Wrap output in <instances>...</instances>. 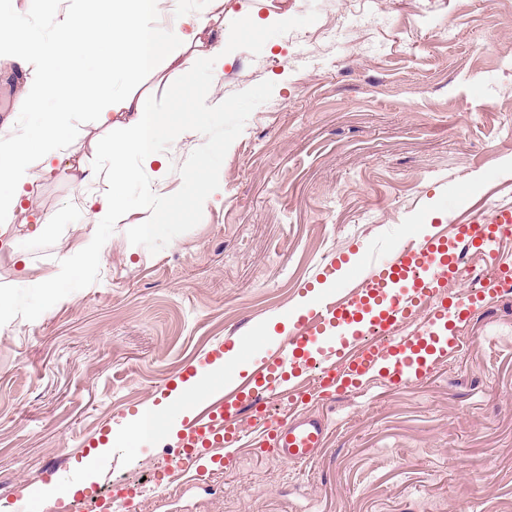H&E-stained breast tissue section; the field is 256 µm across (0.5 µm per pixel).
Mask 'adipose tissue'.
<instances>
[{
  "label": "adipose tissue",
  "instance_id": "adipose-tissue-1",
  "mask_svg": "<svg viewBox=\"0 0 512 512\" xmlns=\"http://www.w3.org/2000/svg\"><path fill=\"white\" fill-rule=\"evenodd\" d=\"M156 0H112V15L125 28L137 29L138 41L134 48L114 47L113 57L125 75L143 72L157 62L176 64L168 40L161 39L148 29H138L139 19L149 13ZM124 111L132 120L123 138L112 149V183L120 185L130 173L121 164L126 153L135 152L150 157L151 143L167 124L164 115L150 111L144 97L129 95L122 102ZM69 135L64 118H56L48 129H31L8 142L0 143V224L9 225L12 214L24 193L30 172L35 167L50 170L53 160L61 159V149Z\"/></svg>",
  "mask_w": 512,
  "mask_h": 512
}]
</instances>
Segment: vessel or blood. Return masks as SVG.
I'll return each instance as SVG.
<instances>
[{"label":"vessel or blood","mask_w":512,"mask_h":512,"mask_svg":"<svg viewBox=\"0 0 512 512\" xmlns=\"http://www.w3.org/2000/svg\"><path fill=\"white\" fill-rule=\"evenodd\" d=\"M453 237L435 232L411 240L375 263L373 274L354 294L332 297L299 312L289 336L267 362L252 372L233 378L222 405H205L187 425V451L176 466L166 467L158 490L170 486L174 471L191 472L196 484L207 482V473L194 471L199 448H254L270 442L273 453L287 463L313 460L327 445L329 423L303 412L304 390L288 385L289 375L301 372V361L311 337L335 334L336 346L314 373L319 387L352 391L361 387L381 362L391 364V376L404 385L429 369L428 357L442 356L459 322L478 304V295L449 298V281L465 282L470 271L448 246L458 239L472 249L493 271L498 284L512 282V258L505 252L512 244V199H500L471 210L455 224ZM424 318L412 336H398L400 326ZM259 399L289 398V416L276 433H269L264 418L243 420L237 403L240 396Z\"/></svg>","instance_id":"vessel-or-blood-1"}]
</instances>
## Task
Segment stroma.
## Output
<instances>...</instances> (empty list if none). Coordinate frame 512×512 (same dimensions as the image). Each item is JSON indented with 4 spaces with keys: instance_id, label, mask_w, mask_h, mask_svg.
Here are the masks:
<instances>
[{
    "instance_id": "1",
    "label": "stroma",
    "mask_w": 512,
    "mask_h": 512,
    "mask_svg": "<svg viewBox=\"0 0 512 512\" xmlns=\"http://www.w3.org/2000/svg\"><path fill=\"white\" fill-rule=\"evenodd\" d=\"M208 6L162 0L139 25L167 36ZM313 9L314 24L260 54L224 51L234 20ZM179 51L136 94L162 96L204 56L215 61L209 105L265 80L273 95L230 146L195 228L154 254L126 236L149 210L129 211L94 284L0 326V507L16 512L36 490L39 505L73 512L49 469H74L139 407L164 403L167 426L99 472L93 495L136 481L144 491L128 512H512V288L476 308L459 351L426 376L308 397L332 427L312 461L233 448L201 488H153L183 453L169 381L190 368L223 396L213 366L225 339L243 340L241 370L264 360L326 260L343 266L328 291L353 287L369 273L365 256L384 260L512 194V0H226L205 50ZM125 121L82 124L65 162L33 170L27 204L0 236V284L48 280L90 243L107 181L77 182L71 166L92 168L99 141ZM204 142L186 131L162 151V166L145 170L154 193L180 189L179 167Z\"/></svg>"
}]
</instances>
